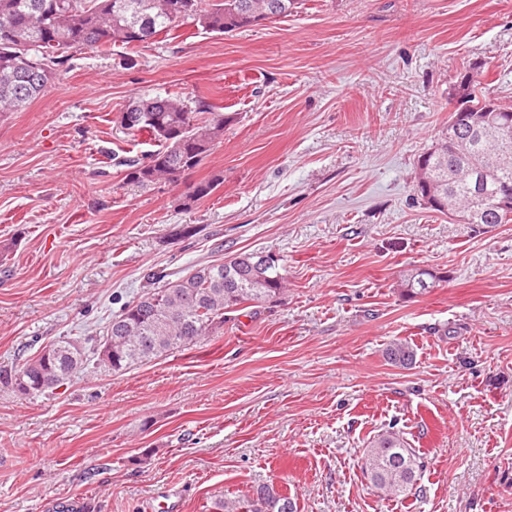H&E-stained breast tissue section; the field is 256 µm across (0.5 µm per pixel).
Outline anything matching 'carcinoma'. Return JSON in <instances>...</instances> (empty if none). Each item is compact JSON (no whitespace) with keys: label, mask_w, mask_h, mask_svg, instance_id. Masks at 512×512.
Returning a JSON list of instances; mask_svg holds the SVG:
<instances>
[{"label":"carcinoma","mask_w":512,"mask_h":512,"mask_svg":"<svg viewBox=\"0 0 512 512\" xmlns=\"http://www.w3.org/2000/svg\"><path fill=\"white\" fill-rule=\"evenodd\" d=\"M297 0H0V114L15 112L35 99L73 50L106 53L115 45L133 52L163 35L169 37L184 21L206 33L224 34L259 25L260 20L287 17ZM459 108L467 121L457 123L455 136L469 144L459 156L455 144L419 156L435 181L433 194L453 201L465 224H509L512 211L498 203L512 192V164L498 167V152L512 156V127L489 142L483 130L497 125L491 99L469 74L457 88ZM147 112L145 126H129L132 135L146 134L159 149L143 159L125 160L128 177L141 187L161 181L176 183L180 173L195 169L224 137L231 118L204 100L191 107L178 96L142 97L126 108ZM242 252L228 262L198 265L174 280L123 304L106 333L86 345L65 338L50 345V357L39 353L0 380L24 396L59 388L85 369L91 359L113 373L148 362L172 350L189 348L224 327V313L239 307L276 301L285 277L271 254ZM445 276L415 269L401 282L406 296L427 293ZM416 353L407 343L386 350L388 361L412 365ZM363 473L369 483L391 495L412 491L423 469L403 434L393 429L377 435L366 449ZM212 512H297L296 503L272 484L253 488L246 497L216 500Z\"/></svg>","instance_id":"carcinoma-1"}]
</instances>
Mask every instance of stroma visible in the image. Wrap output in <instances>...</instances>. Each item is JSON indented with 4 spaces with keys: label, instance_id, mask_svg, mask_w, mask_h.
Returning a JSON list of instances; mask_svg holds the SVG:
<instances>
[{
    "label": "stroma",
    "instance_id": "35a3bbf8",
    "mask_svg": "<svg viewBox=\"0 0 512 512\" xmlns=\"http://www.w3.org/2000/svg\"><path fill=\"white\" fill-rule=\"evenodd\" d=\"M466 74L512 106V0H303L229 34L187 22L135 54L74 51L1 114L0 370L102 336L156 275L263 251L286 291L120 373L92 361L34 398L0 384V512H210L262 483L298 512H512V223L416 191ZM168 94L232 120L181 181L144 189L119 161L155 145L118 117ZM416 268L447 279L404 296ZM396 340L411 368L385 359ZM391 427L423 462L399 498L361 470Z\"/></svg>",
    "mask_w": 512,
    "mask_h": 512
}]
</instances>
